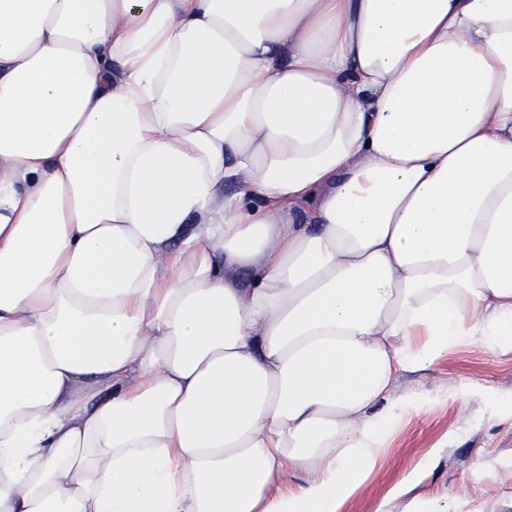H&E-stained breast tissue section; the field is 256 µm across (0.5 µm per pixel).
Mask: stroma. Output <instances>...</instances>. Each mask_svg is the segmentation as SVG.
<instances>
[{
    "label": "stroma",
    "mask_w": 512,
    "mask_h": 512,
    "mask_svg": "<svg viewBox=\"0 0 512 512\" xmlns=\"http://www.w3.org/2000/svg\"><path fill=\"white\" fill-rule=\"evenodd\" d=\"M399 392L425 408L385 429V454L349 505L375 512L390 486L418 463V493L467 501L479 512H512V353L462 343L427 372L403 373Z\"/></svg>",
    "instance_id": "obj_1"
}]
</instances>
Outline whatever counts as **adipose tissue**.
Wrapping results in <instances>:
<instances>
[{"label": "adipose tissue", "mask_w": 512, "mask_h": 512, "mask_svg": "<svg viewBox=\"0 0 512 512\" xmlns=\"http://www.w3.org/2000/svg\"><path fill=\"white\" fill-rule=\"evenodd\" d=\"M463 338L512 0H0V512H343Z\"/></svg>", "instance_id": "adipose-tissue-1"}]
</instances>
